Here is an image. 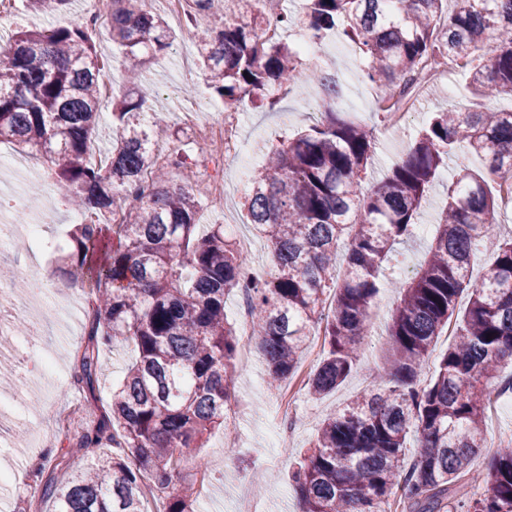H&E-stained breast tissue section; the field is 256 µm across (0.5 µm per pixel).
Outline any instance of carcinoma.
Wrapping results in <instances>:
<instances>
[{"instance_id": "carcinoma-1", "label": "carcinoma", "mask_w": 512, "mask_h": 512, "mask_svg": "<svg viewBox=\"0 0 512 512\" xmlns=\"http://www.w3.org/2000/svg\"><path fill=\"white\" fill-rule=\"evenodd\" d=\"M71 0H23L30 12H61ZM143 0H110L105 26L131 61L127 90L112 96V146L99 162L90 144L104 105L101 63L85 24L20 30L0 45V142L16 143L58 165L56 188L80 213L117 216L69 233L58 257L64 276L91 288L86 338L74 384L95 398L106 347L131 342L137 359L112 387L96 423L73 425L75 448L102 453L60 481L37 484L53 512H147V485L165 495V512H194L174 494L183 464L198 458L224 425L235 390L240 347L225 299H251V336L273 380L291 378L310 337L324 356L309 376L312 395L335 391L360 368V347L381 289L398 304L387 326L389 347L376 375L324 421L289 475L301 512H512V443L497 447L483 469L472 462L488 447L485 411L512 374V239L497 246L486 274L470 275L477 246L496 223L498 188L512 181V111L484 101L512 98V0H305L302 14L271 18L259 0H192L210 15L197 35L208 87L236 109L245 96L306 84L321 120L270 151L250 176L243 207L270 247L269 276L224 238V225L199 231L198 185L180 176L193 167L176 153L159 163L151 133L162 117L136 92L140 69L172 47L163 18ZM303 28L316 44L331 34L355 45L364 79L380 106L425 59L469 66L473 109L435 112L405 158L372 189L364 187L375 126L340 107L336 70L303 68L298 51L267 36L271 25ZM462 152L483 167L459 166L433 243L409 277L391 271L397 248L418 228L422 202ZM346 270L335 277L336 254ZM467 306L456 310L458 298ZM453 342L430 382L423 364L448 324ZM420 442L407 467L402 448ZM482 481L486 493L455 498V485Z\"/></svg>"}]
</instances>
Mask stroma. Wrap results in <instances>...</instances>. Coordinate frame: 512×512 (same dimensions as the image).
Listing matches in <instances>:
<instances>
[{"mask_svg": "<svg viewBox=\"0 0 512 512\" xmlns=\"http://www.w3.org/2000/svg\"><path fill=\"white\" fill-rule=\"evenodd\" d=\"M207 25L208 19L203 15L191 25L173 24L175 39L171 49L146 65L139 85L147 106L167 116L166 125L153 134L154 145L167 154H190L201 170L209 167L210 160L195 141L184 115L192 111L197 121L209 122L224 111L223 103L210 95L195 49L194 34ZM321 57L335 59L337 71L348 84L345 107L359 117L370 118L375 92L357 80L364 65L360 54L332 36L323 44ZM469 80L467 69L444 71L401 128L377 131L374 181H381L390 167L400 161L433 112L452 106H470ZM316 110L313 91L303 86L279 94L277 104L272 107L257 98H245L236 111L239 150L232 167L247 173L259 169L265 161V148L288 141L305 130ZM0 150L14 160L13 165L0 169V197L7 199L15 192L23 194L30 203L29 208L19 212L25 222L34 219L39 210L48 212L42 232L44 246L18 254L10 249L0 252V261L28 266L48 285L50 305L44 310L40 336L0 352V358L10 365L18 381L14 398L21 400L29 393L38 398L24 426H17L9 417H0V470L12 471L19 479L31 481L36 474H50L52 458L61 453L57 419L73 401L83 397L74 386L72 375L74 356L85 337L87 318L77 300V291L53 271V245L71 229L72 210L55 193L50 165L7 143L0 145ZM241 197V191L227 185L223 205L216 206L210 199H203L198 222L204 227L223 225L225 237L233 241L249 238L251 266L262 276L269 268L270 249L250 224ZM394 302L395 295L389 288L376 300L374 328L361 347L362 372L322 397L311 396L306 386L292 380L284 382L280 391H271L270 373L255 340L244 338L242 345L251 349L252 360L249 367L239 370L225 421L226 427L234 428L237 445L223 448V429L215 430L201 450L209 473L208 482H201L194 465H187L182 471L181 486L194 492L198 512H235L242 498L257 504L262 512H299L298 497L288 484V471L310 448L323 419L356 395L366 384L367 371L375 370L380 364L385 348V325ZM135 356L136 350L130 344L104 351L96 407L108 405L113 384L121 379ZM288 393L296 394L300 409L295 430L286 434L280 431L278 420L288 412L287 405L281 401L282 395Z\"/></svg>", "mask_w": 512, "mask_h": 512, "instance_id": "obj_1", "label": "stroma"}]
</instances>
